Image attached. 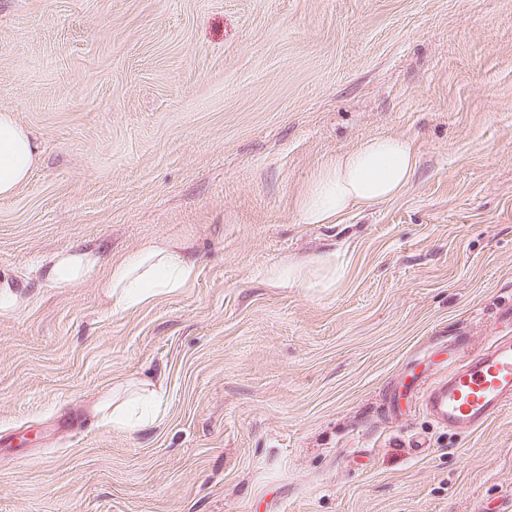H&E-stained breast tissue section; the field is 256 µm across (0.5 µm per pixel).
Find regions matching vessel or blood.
Masks as SVG:
<instances>
[{
	"mask_svg": "<svg viewBox=\"0 0 512 512\" xmlns=\"http://www.w3.org/2000/svg\"><path fill=\"white\" fill-rule=\"evenodd\" d=\"M448 375L416 378L409 395L441 426L458 434L478 431L502 408L512 405V338L493 336L472 352L466 340L449 347Z\"/></svg>",
	"mask_w": 512,
	"mask_h": 512,
	"instance_id": "vessel-or-blood-1",
	"label": "vessel or blood"
}]
</instances>
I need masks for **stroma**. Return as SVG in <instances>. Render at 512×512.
<instances>
[{
	"mask_svg": "<svg viewBox=\"0 0 512 512\" xmlns=\"http://www.w3.org/2000/svg\"><path fill=\"white\" fill-rule=\"evenodd\" d=\"M38 139L0 198V512H504L512 406L462 438L389 417L441 348L508 333L512 0H0V113ZM412 141L397 198L298 200L336 154ZM187 243L188 288L114 309L56 252ZM336 255L335 287L267 268ZM164 417L104 424L112 386ZM121 387V385L116 388L112 387V393L98 405L97 411L100 413L101 419L104 423L112 425L113 428L133 431L141 424L147 423V419H149L150 422H153L156 419L160 420L164 416L165 403L163 402L162 395L157 392L159 389H156L151 382H140L139 391L142 395L133 399L140 401L142 404L147 406V417L145 419L141 418L140 414L136 418L128 415L125 412V408H119L121 406V402L114 404L116 391Z\"/></svg>",
	"mask_w": 512,
	"mask_h": 512,
	"instance_id": "stroma-1",
	"label": "stroma"
}]
</instances>
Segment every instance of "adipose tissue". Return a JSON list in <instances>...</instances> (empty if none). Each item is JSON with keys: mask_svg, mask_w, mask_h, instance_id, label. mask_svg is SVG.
Wrapping results in <instances>:
<instances>
[{"mask_svg": "<svg viewBox=\"0 0 512 512\" xmlns=\"http://www.w3.org/2000/svg\"><path fill=\"white\" fill-rule=\"evenodd\" d=\"M40 143L9 112L0 113V197L12 196L26 182L40 158ZM418 165L415 150L407 138H370L354 149L338 154L325 164L298 201L305 224H338L352 210L371 207L401 195L411 184ZM108 272L103 283L114 308L128 311L162 296L187 288L196 264L186 247L161 243L116 259H104L100 250L85 245L56 253L43 268L46 281L74 288L100 267ZM280 287L332 288L336 285L335 254L317 255L289 262L265 273ZM139 400L146 406V418L128 415L107 396L98 406L104 423L127 431L143 420H156L165 404L151 382L140 384Z\"/></svg>", "mask_w": 512, "mask_h": 512, "instance_id": "ef3b65f1", "label": "adipose tissue"}]
</instances>
